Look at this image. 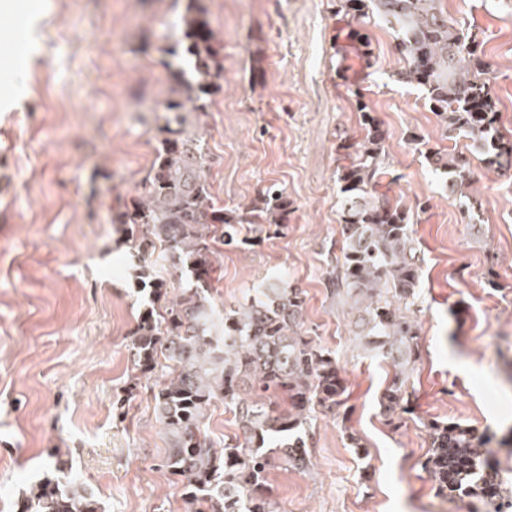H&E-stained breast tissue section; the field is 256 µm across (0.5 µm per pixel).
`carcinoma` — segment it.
Segmentation results:
<instances>
[{"instance_id": "cac0c4a2", "label": "carcinoma", "mask_w": 512, "mask_h": 512, "mask_svg": "<svg viewBox=\"0 0 512 512\" xmlns=\"http://www.w3.org/2000/svg\"><path fill=\"white\" fill-rule=\"evenodd\" d=\"M336 11L366 27L379 20L394 33L406 61L396 81L420 87L448 137L469 139L489 166L512 168V140L498 126L496 100L484 78L476 36L458 28L440 0H334ZM179 37L166 49L170 81L163 123L143 179L130 203L105 209L113 224L127 225L135 277L152 289L153 304L129 332L134 376L167 361L166 380L153 393L154 411L167 440L162 467L181 490L184 512H281L268 482L281 462L309 469L308 420L315 408L340 403L345 380L333 353L302 332L304 298L282 274L253 288L238 308L219 310L208 286L217 263L216 245L239 247L244 224L279 234L290 203L272 184L249 204H215L206 174L208 144L202 117L224 81L223 39L202 0H187ZM361 141L350 166L337 175L341 193L342 262L327 271L333 294H345L358 312L364 349L391 363L394 373L379 405L389 423L401 426L409 408V382L419 360L418 321L411 306L422 275L409 216L377 189L386 158L385 137L371 108L357 102ZM432 172L447 178L448 192L469 198L471 161L417 135ZM163 248L177 288L154 279L146 257ZM282 393L289 409L278 413L265 399ZM220 400L239 419L243 439L215 447L204 426ZM430 446L422 469L437 495L466 496L483 512H501L504 490L490 447H512L458 422L427 424ZM52 477L37 484L20 512H101L93 491L72 475L60 455L49 456Z\"/></svg>"}]
</instances>
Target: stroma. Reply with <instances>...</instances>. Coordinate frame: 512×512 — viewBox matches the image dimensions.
<instances>
[{
  "label": "stroma",
  "mask_w": 512,
  "mask_h": 512,
  "mask_svg": "<svg viewBox=\"0 0 512 512\" xmlns=\"http://www.w3.org/2000/svg\"><path fill=\"white\" fill-rule=\"evenodd\" d=\"M41 3L29 24L0 16V512H19L54 451L102 512H182L153 410L164 373L129 378L128 332L152 295L100 204L141 191L184 5ZM205 4L224 40V87L205 118L212 194L231 207L275 182L291 203L282 235L248 225V245L223 249L214 301L237 308L258 279L287 272L305 293V331L335 352L347 384L336 411L316 413L309 469H271L275 499L285 512H463L465 499L439 498L421 468L424 423L512 437V169L485 166L468 139L446 140L423 90L392 81L404 60L384 23L369 25L364 45L331 0ZM441 7L481 33L498 126L512 135V15L501 0ZM360 96L386 134L381 189L409 214L423 258L420 359L399 429L378 404L391 364L363 349L348 303L325 285L342 246L336 174L350 163L337 145L361 138ZM412 133L469 152L478 214L449 194Z\"/></svg>",
  "instance_id": "obj_1"
}]
</instances>
